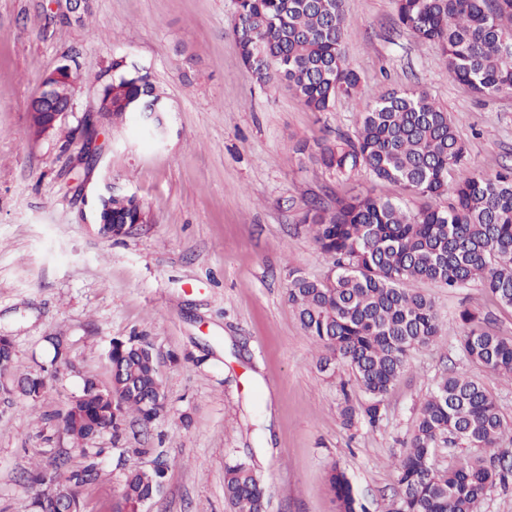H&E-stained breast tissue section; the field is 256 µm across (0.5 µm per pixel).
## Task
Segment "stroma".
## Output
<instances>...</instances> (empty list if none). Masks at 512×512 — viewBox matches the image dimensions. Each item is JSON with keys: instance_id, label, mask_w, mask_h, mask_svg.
Wrapping results in <instances>:
<instances>
[{"instance_id": "1", "label": "stroma", "mask_w": 512, "mask_h": 512, "mask_svg": "<svg viewBox=\"0 0 512 512\" xmlns=\"http://www.w3.org/2000/svg\"><path fill=\"white\" fill-rule=\"evenodd\" d=\"M88 9L80 26L57 18L53 0H0V335L12 339L14 375L42 373L46 387L37 411L0 403V512H32L29 471L41 467L52 489L69 450L38 414L62 409L82 376L109 385L110 344L131 336L152 345L166 410L149 427L130 424L120 442L92 440L104 475L84 492L88 512H113L123 458L165 463L142 512H231L224 467L247 458L267 512H336L335 466L360 497L387 502L421 403L451 371L485 383L512 448V385L459 348L465 308L512 339V307L480 283L451 294L418 282L450 333L410 353L376 430L346 423L345 403L366 395L345 368L318 370L324 349L287 299L289 268L320 278L329 267L297 222L305 200L398 192L365 171L339 179L300 145L355 137L368 100L410 87L454 119L470 170L493 173L512 165V93L479 99L453 81L436 45L396 25L394 0H345L342 48L364 94L338 97L328 112L308 111L287 85L253 82L230 31L234 0H88ZM120 56L153 74L169 107L164 129L148 137L134 122H102L101 159L87 167L77 160L82 113L99 106L95 74ZM65 62L81 75L76 110L35 136L30 103ZM108 183L141 198L152 223L100 235L94 213ZM48 336L62 337L68 354L43 373Z\"/></svg>"}]
</instances>
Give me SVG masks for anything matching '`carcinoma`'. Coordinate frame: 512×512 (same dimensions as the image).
Listing matches in <instances>:
<instances>
[{"instance_id": "obj_1", "label": "carcinoma", "mask_w": 512, "mask_h": 512, "mask_svg": "<svg viewBox=\"0 0 512 512\" xmlns=\"http://www.w3.org/2000/svg\"><path fill=\"white\" fill-rule=\"evenodd\" d=\"M397 21L425 43L437 45L454 81L479 98L512 93V0H394ZM345 0H235L231 33L247 73L263 87L287 82L311 112H329L340 96L361 93V76L342 50ZM104 113L112 123L165 112V97L150 71L114 57L97 76ZM325 170L349 178L365 170L396 186L381 199L369 192L305 204L298 223L312 233L330 262L312 279L288 271V303L305 332L328 355L319 368L348 366L366 399L346 402L349 422L375 429L384 398L406 367L411 351L435 342L442 328L434 303L412 288L431 281L453 292L478 281L496 302L512 307V167L474 172L454 181L467 163V148L448 112L428 95L393 89L360 114L353 140L327 139L309 155ZM411 198L423 200L415 210ZM146 210L134 194L115 196L102 227L109 238L128 235L126 225ZM460 350L488 374L512 384V340L493 332L481 314L464 309ZM111 384L80 375L81 385L57 413L44 414L82 463L66 471L69 501L49 492L33 498L36 512H84L83 491L100 478L101 451L88 447L109 433L120 441L129 418L142 426L162 412L165 394L152 348L142 336L116 340L108 353ZM43 380L32 374L0 382V398L22 399L38 409ZM504 417L484 384L464 374L442 376L422 402L414 430L396 461L398 490L375 512H481L493 488L512 478V448L500 447ZM465 445L478 453L439 471L436 450ZM165 469L123 472L116 512H141L163 484ZM330 489L337 512H370L346 473L333 468ZM224 497L232 512H264V488L252 465L225 466Z\"/></svg>"}]
</instances>
